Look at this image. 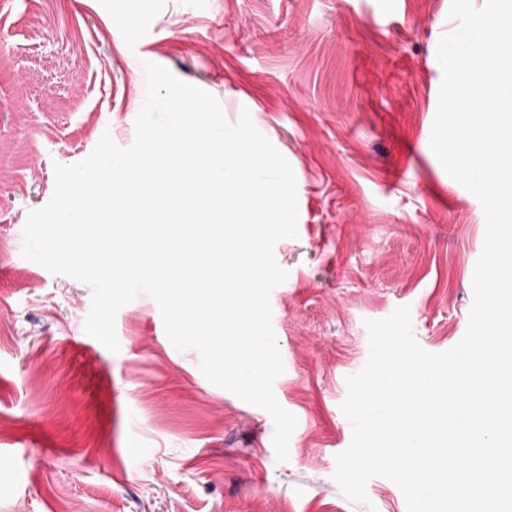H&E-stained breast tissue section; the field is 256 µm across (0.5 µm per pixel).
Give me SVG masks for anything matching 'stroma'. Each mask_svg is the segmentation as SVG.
Listing matches in <instances>:
<instances>
[{
  "label": "stroma",
  "instance_id": "1",
  "mask_svg": "<svg viewBox=\"0 0 512 512\" xmlns=\"http://www.w3.org/2000/svg\"><path fill=\"white\" fill-rule=\"evenodd\" d=\"M451 0H0V512H407L333 479L352 439L341 405L369 356L366 321L411 310L442 353L464 336L484 244L480 201L430 147ZM248 109L296 178L298 236L271 293L296 416L289 458L264 409L210 383L138 294L119 352L85 331L92 289L22 255L56 165L103 133L122 148L143 62Z\"/></svg>",
  "mask_w": 512,
  "mask_h": 512
}]
</instances>
